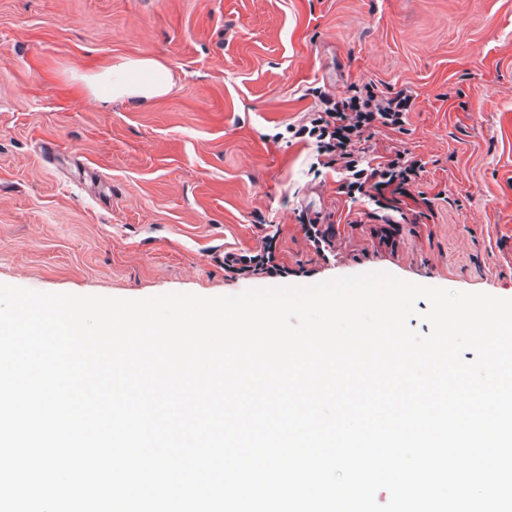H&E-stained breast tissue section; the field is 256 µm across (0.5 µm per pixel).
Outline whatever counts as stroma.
<instances>
[{
  "label": "stroma",
  "mask_w": 512,
  "mask_h": 512,
  "mask_svg": "<svg viewBox=\"0 0 512 512\" xmlns=\"http://www.w3.org/2000/svg\"><path fill=\"white\" fill-rule=\"evenodd\" d=\"M153 57L171 91L100 107L84 76ZM414 99L367 142L426 163L437 198L396 250L342 227L315 255L301 216L341 212L313 140L285 138L314 88ZM280 224L291 285L388 272L512 298V0H0V283L138 299L237 295L214 257Z\"/></svg>",
  "instance_id": "stroma-1"
}]
</instances>
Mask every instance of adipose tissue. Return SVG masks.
I'll return each instance as SVG.
<instances>
[{
	"instance_id": "ef3b65f1",
	"label": "adipose tissue",
	"mask_w": 512,
	"mask_h": 512,
	"mask_svg": "<svg viewBox=\"0 0 512 512\" xmlns=\"http://www.w3.org/2000/svg\"><path fill=\"white\" fill-rule=\"evenodd\" d=\"M86 82L93 98L104 105L116 101L144 105L167 94L173 85L169 69L150 57L112 64Z\"/></svg>"
}]
</instances>
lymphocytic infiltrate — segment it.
I'll use <instances>...</instances> for the list:
<instances>
[{
    "mask_svg": "<svg viewBox=\"0 0 512 512\" xmlns=\"http://www.w3.org/2000/svg\"><path fill=\"white\" fill-rule=\"evenodd\" d=\"M411 107V95H388L374 85L346 97L324 91L317 112L293 131L295 137L314 138L322 167L340 174L342 189L358 206L351 227L367 219L394 223L404 212L405 198L419 188L426 171L423 160L407 150L371 155L363 147L375 136L403 131ZM256 230L255 248H230L220 256L225 275L287 278L288 266L279 251L281 226L260 224Z\"/></svg>",
    "mask_w": 512,
    "mask_h": 512,
    "instance_id": "obj_1",
    "label": "lymphocytic infiltrate"
}]
</instances>
